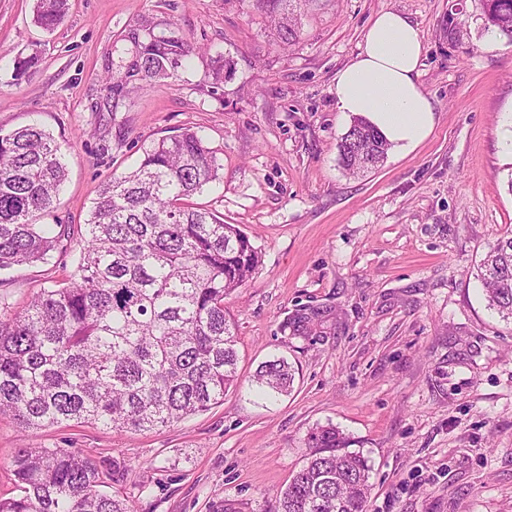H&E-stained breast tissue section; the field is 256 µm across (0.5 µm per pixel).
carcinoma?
I'll return each mask as SVG.
<instances>
[{"label": "carcinoma", "instance_id": "1", "mask_svg": "<svg viewBox=\"0 0 512 512\" xmlns=\"http://www.w3.org/2000/svg\"><path fill=\"white\" fill-rule=\"evenodd\" d=\"M309 0H255L279 38L294 42ZM485 27L512 39V0H482ZM67 0H36L34 23L53 30ZM125 77L165 78L195 49L174 34H131ZM38 60H15L14 79ZM387 154L382 136L354 119L339 160L355 172ZM220 163L199 132L185 129L142 151L93 203L79 240L77 273L43 288L22 310L0 314V414L26 430L76 421L114 430L171 426L224 401L237 386L236 326L224 297L247 284L261 256L235 224L184 203L218 178ZM67 176L53 135L38 125L0 131V270L47 261L65 232L37 217L53 207ZM480 278L490 306L512 318V236L486 254ZM323 311L300 308L282 330L311 336ZM251 386L290 393L294 370L280 357L260 364ZM302 467L280 492L278 512H364L369 467L335 426L315 428ZM18 494L0 512H131L112 460V491L101 465L67 448H20L12 460Z\"/></svg>", "mask_w": 512, "mask_h": 512}]
</instances>
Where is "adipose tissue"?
Instances as JSON below:
<instances>
[{
  "label": "adipose tissue",
  "instance_id": "1",
  "mask_svg": "<svg viewBox=\"0 0 512 512\" xmlns=\"http://www.w3.org/2000/svg\"><path fill=\"white\" fill-rule=\"evenodd\" d=\"M422 42L417 27L395 11L370 23L358 55L336 75L339 111L365 118L406 155L432 132L435 108L420 84Z\"/></svg>",
  "mask_w": 512,
  "mask_h": 512
}]
</instances>
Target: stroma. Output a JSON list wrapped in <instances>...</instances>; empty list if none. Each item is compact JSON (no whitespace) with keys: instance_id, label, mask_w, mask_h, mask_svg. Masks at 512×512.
I'll use <instances>...</instances> for the list:
<instances>
[{"instance_id":"obj_1","label":"stroma","mask_w":512,"mask_h":512,"mask_svg":"<svg viewBox=\"0 0 512 512\" xmlns=\"http://www.w3.org/2000/svg\"><path fill=\"white\" fill-rule=\"evenodd\" d=\"M54 31L34 0H0V129L36 123L68 177L48 224L73 240L46 263L0 272V310L62 286L100 187L144 147L191 128L220 163L194 205L238 225L261 262L224 300L239 383L222 403L150 432L69 423L22 430L0 416V497L18 448H68L124 462L131 512H276L307 437L336 426L370 468L367 512H512V320L490 308L477 267L512 234V39L486 28L479 0H309L293 44L250 0H69ZM396 11L419 29V82L432 133L406 156L352 175L338 143L337 72L371 20ZM453 22L463 37L443 33ZM202 52L165 79L116 85L140 25ZM38 53L15 81L16 57ZM234 63L214 84L215 57ZM325 310L314 336L283 321ZM284 357L292 392L255 396L250 377Z\"/></svg>"}]
</instances>
